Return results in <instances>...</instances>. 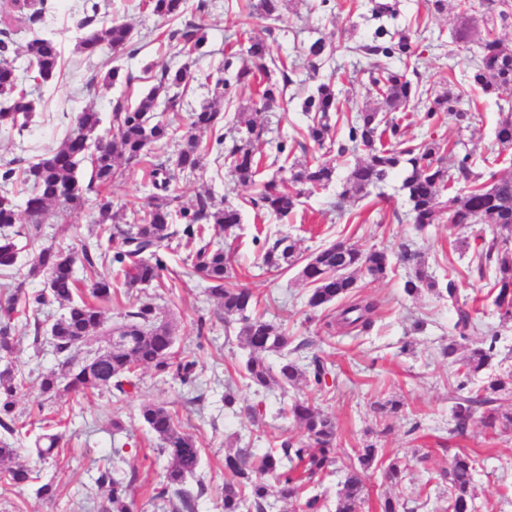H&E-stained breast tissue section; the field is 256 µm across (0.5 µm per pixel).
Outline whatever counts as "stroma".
Listing matches in <instances>:
<instances>
[{"mask_svg": "<svg viewBox=\"0 0 512 512\" xmlns=\"http://www.w3.org/2000/svg\"><path fill=\"white\" fill-rule=\"evenodd\" d=\"M98 24L120 19L133 28L135 54L113 57L102 50L93 58L76 52V24L83 16L85 0H48L47 8L36 25L17 27L13 36L16 46H24L33 31L52 35L62 53L61 68L51 86L27 82L25 88L35 101L33 120L24 134L0 129V164L13 159L29 158L59 146L69 129L68 113L93 105L103 122L111 120V102L125 96L140 98L156 82L162 65H179L185 58L164 37L165 20L153 15L141 0H97ZM447 12L430 11L428 0H400L399 15L391 29L409 34L412 42L422 45L416 61L423 89L441 93L449 80L463 81L471 54L465 50L448 51L457 23V0H448ZM367 0H287L280 21L247 15L229 0H211L205 18L207 43L195 67L213 71L229 50L247 39L263 40L272 59L299 64L300 81L289 86L286 95L272 110H264L251 89L240 88L225 98L224 133L234 136L239 113L264 125L263 136L254 143L255 152L272 156L278 141H286L293 159L302 161L318 155L319 149L305 136L308 119L301 105L304 98L324 81L335 80L340 109L332 113L331 125L336 137H343L347 122L356 112L377 105L369 91L367 58L352 48L364 40L374 23L368 18ZM323 40L335 47L331 59L316 72L304 70L303 51L313 40ZM113 61L132 76L131 83L105 85L102 65ZM474 101L476 120L473 130L460 128L454 118L440 121L426 119V103H411L407 113L405 137L420 142L434 137L446 141H465L475 153H486L496 146L495 129L501 117L500 101L478 89H469ZM202 143L208 151L204 157L203 177H185L180 181L182 204L188 205L205 192L224 197L238 205L242 215L234 235L220 238L230 252L240 283L250 288L259 300L258 310L267 319L280 324L292 343H303L296 359L306 363L319 354L330 363L335 383L322 389L299 386L294 396H308L324 411L335 417L338 446L353 455L363 442L376 444L380 456L397 461L405 470L401 485L387 484L381 474H374L367 485L363 512H378L382 499L391 496L405 501L412 512H443L447 485L441 475L448 467L452 450L476 454L480 466L474 475L475 512H512V430L492 434L473 422L465 437L453 438L450 394L459 377L455 365L441 355L442 345L453 334L455 315L446 301L435 293L422 291L415 298L405 294V280L414 267L398 261L402 249L421 252L426 270L438 285L455 279L460 298L478 301L480 319L496 329V349L504 362L502 371L512 370V322L500 323L496 308L481 281L471 277L468 269L474 252L482 242L511 235L492 224H432L417 229L405 218L407 197L401 188L403 171H395L386 183L368 195L340 199L339 179L345 178L353 164L352 156L336 159L337 183L328 188L304 193L296 211L288 220L255 214L247 200L254 187L238 184L227 168L218 166L211 133H203ZM150 194L141 167H128L112 188L113 222L127 227ZM95 200H88L82 212L61 218L57 210L45 216L42 235L21 241L17 267L26 275V288L35 293L42 289V277L28 274L29 265L40 247L53 245L81 249L95 244L99 227L93 219ZM286 236L297 244L299 256L305 257L318 248L339 239L359 249L386 250L392 258L385 277L359 276L356 297H371L378 304L372 328L354 336L334 331L328 323L335 305L314 310L308 305L310 285L299 276L298 267L273 270L263 266L262 242L258 232ZM467 250H460V242ZM169 272L163 286H149L134 296L116 295L101 301L108 324L120 322L130 298L151 301L159 316L168 322L176 337L179 352L198 360V377L193 386L139 371V389L125 397L94 392L87 395L65 394L47 398L39 387L40 375L56 368L57 356L51 344L34 345L32 328L25 318L15 321V350L10 361L0 360L24 374L26 383L17 410L30 429H40L43 413L60 411L64 422L57 454L38 459L32 439L21 438L17 462L36 467L43 481L53 482V498H40L34 487L11 485L0 479V512H101L106 496L95 478L100 466L120 449L124 473H135L131 490L135 512H172L168 498L155 497L152 489L163 479L167 460L157 451L158 440L140 418L145 404H160L175 412L184 432L194 436L201 450V467L188 488L203 486L197 512H222L224 484L232 475L224 468V455L231 448H267L272 437L300 439L302 431L286 412L287 401L278 387L268 389L249 385L240 368L249 355L237 338L236 331L224 323V315L208 292V283L194 273L190 250L171 243L166 250ZM236 399L225 406V393ZM396 400L397 412L383 416L373 411L375 403ZM262 404L263 415L251 420L242 409ZM124 429L116 433L113 421Z\"/></svg>", "mask_w": 512, "mask_h": 512, "instance_id": "35a3bbf8", "label": "stroma"}]
</instances>
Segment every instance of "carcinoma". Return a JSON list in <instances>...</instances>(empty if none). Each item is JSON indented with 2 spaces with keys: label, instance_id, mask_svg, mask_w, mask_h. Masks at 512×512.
<instances>
[{
  "label": "carcinoma",
  "instance_id": "obj_1",
  "mask_svg": "<svg viewBox=\"0 0 512 512\" xmlns=\"http://www.w3.org/2000/svg\"><path fill=\"white\" fill-rule=\"evenodd\" d=\"M284 0H257L248 2L249 14L266 19L281 17ZM147 6L157 17L174 22L180 27L170 31L169 39L176 41L179 52L187 57L203 48L207 41L205 17L208 0H148ZM13 13L0 19V126L9 127L18 134L26 130L35 110L19 78V72L30 74L34 82L45 85L56 76L61 59L58 42L49 36L35 35L23 46L13 48L9 38L10 27L26 21L35 23L42 9L23 10L19 0H13ZM458 15L453 42L475 46L471 55L473 69L468 83L484 93L512 94V52L502 48L496 35V26L512 25V0H486L474 7L468 0H458ZM371 19L378 25L368 40L354 47L355 52L375 59L368 69L370 87L380 98V106L365 107L348 121L344 139L335 140L331 133L330 113L338 111L336 90L332 81L322 82L302 103V111L309 115L306 136L328 152L343 157L362 151L365 158L350 168L339 196L359 195L369 187L383 184L389 175L402 169L405 172L402 189L409 209L407 218L418 228L429 224H495L512 229V175H502L496 167L504 162L503 152L512 150V114L500 119L495 138L499 152L493 157L477 155L434 138L412 144L404 139L399 112L407 111L411 102L422 95L421 77L417 67L410 66L418 57L417 48L409 37L387 27L386 19L398 14V0H372ZM97 4L78 22L80 36L77 49L86 57L98 54L102 46L125 51L133 47V30L125 22L112 20L95 24ZM252 64L240 62V53L231 52L216 70L212 101L191 112L185 130L157 118L156 112H181L185 96L197 80L192 63L176 68L165 66L156 77V84L132 103L124 97L112 101V139L98 133L100 113L84 108L70 115L71 130L55 149L17 167L10 161L0 168V272L11 273L17 267L20 248L18 238L29 240L39 236L40 224L49 206L61 212H78L90 192L99 198L96 223L105 225L112 220V185L119 176L116 159L122 158L129 167L148 164L146 178L154 192L129 228L108 236V242L117 243L116 250L108 252L97 244L94 249L63 251L53 246L41 248L33 259L28 276H43L45 287L29 294L25 280H15V294L8 306L0 309V355L10 356L14 351L13 320L16 303L24 300L25 309L39 311L50 301L65 306L64 315L48 328L39 318L33 322V344L45 336L52 338V346L59 357V370L43 374L42 393L51 397L74 391L108 390L114 395H126L137 388L138 371L149 369L157 375L171 377L184 385H192L197 377V359L173 351L175 336L172 327L159 319L156 307L149 301L138 300L123 314V322L106 326L105 317L96 300L109 297L121 288L130 294L133 289L158 282L168 270L163 249L175 238L186 244H198L194 251V271L209 282V291L216 298L224 319L237 318L238 336L250 354L244 365V376L257 387L274 383L280 389L295 387L299 380L321 388L331 374V366L318 354H313L301 366L288 358V335L274 322L262 315H251L255 296L231 275L229 255L224 248L211 247L207 240L210 231L229 235L241 223L237 206L217 201L210 194L197 197L190 207L180 206L179 175H190L202 170V153L206 147L198 132L217 134L216 142L224 143L219 134L224 122L220 102L237 87H255L263 105L274 104L295 80L297 65L275 66L281 79L272 77V69L265 63L266 44L251 40L245 49ZM306 67L319 69L323 61L333 56L323 40L317 39L304 51ZM396 59L404 70H395L389 61ZM445 112L466 127H471L472 113L463 108V94L458 84L448 80V88L436 95L425 113L432 120ZM247 136L232 139L224 147L223 164L236 179L244 184H255L262 158L256 156L252 140L260 137L264 127L252 119H240ZM179 141L173 155L164 154L167 145ZM158 160L150 161L151 154ZM287 142L276 144L274 161H282L279 169H288L289 177L271 179L261 185L255 197L249 200L254 209L284 219L293 214L303 190L315 191L328 187L336 179V168L329 161L314 158L310 161L288 162ZM89 161L91 173L87 183L76 176L80 164ZM27 189L24 209L17 204L14 184ZM26 220V225H15ZM415 263L414 275L404 283L408 295L422 289L435 292L448 302L455 312L453 329L459 338L484 335L486 331L478 311L459 300L457 284L450 279L445 288L422 267L417 252L405 255ZM474 267L477 277H486V270L494 269L487 283L488 294L497 309L500 322L512 321V246L505 241L492 240L477 250ZM108 261L116 267L111 279L93 280L79 284L74 267L79 264L93 271L98 262ZM302 263L301 278L313 286L308 305L322 308L349 297L356 288L357 274L379 278L390 269L388 254L382 250L362 251L344 240H338L300 259L295 245L277 238L265 248L262 264L279 270ZM374 302H347L337 315L338 323L352 331L363 333L373 324ZM100 334L107 345L101 352L80 356L81 342ZM497 336L482 341L468 355L457 357L458 343L452 339L442 348L443 357L458 365L461 380L456 385L452 400L453 429L463 435L474 419H480L490 433L512 427V414L500 412V395L507 390V382L490 374L498 356ZM269 351L282 356L278 371L265 363L263 354ZM483 375L485 380L477 388L470 387L473 378ZM22 380L12 367L0 369V461L16 453L15 440L21 436L24 424L16 414L17 397ZM288 414L303 430L299 440L285 439L261 454L248 448H239L224 455V468L235 480L224 484L223 512H266L271 495L283 501L299 503L300 512H322L323 495L314 493L311 484L322 479L328 468L338 462L337 427L333 416L317 407L309 398H296L288 406ZM140 417L157 440L159 453L169 460L166 482L155 489V495L175 498L174 512H196L197 497L185 489L187 478L194 477L200 466V453L192 436L180 429L178 418L170 409L155 404L142 406ZM61 436L42 433L35 436L38 456L51 457L58 448ZM478 461L469 453L457 451L452 456L445 477L448 479V512H470L473 505V477ZM383 468L384 479L399 483L403 469L396 461L383 464L379 448L368 443L356 450L346 466L344 481L336 493L334 512H361L365 501L367 482L378 468ZM7 479L16 484H30L37 480L31 469L18 466L7 471ZM96 483L108 489L104 512H133L130 499L131 481L120 475L116 463L99 470Z\"/></svg>",
  "mask_w": 512,
  "mask_h": 512
}]
</instances>
